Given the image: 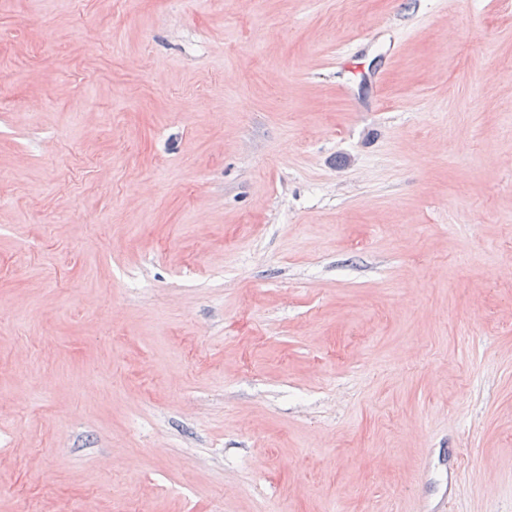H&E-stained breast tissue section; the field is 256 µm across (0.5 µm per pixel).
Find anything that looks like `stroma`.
Instances as JSON below:
<instances>
[{"instance_id":"1","label":"stroma","mask_w":512,"mask_h":512,"mask_svg":"<svg viewBox=\"0 0 512 512\" xmlns=\"http://www.w3.org/2000/svg\"><path fill=\"white\" fill-rule=\"evenodd\" d=\"M512 512V0H0V512Z\"/></svg>"}]
</instances>
